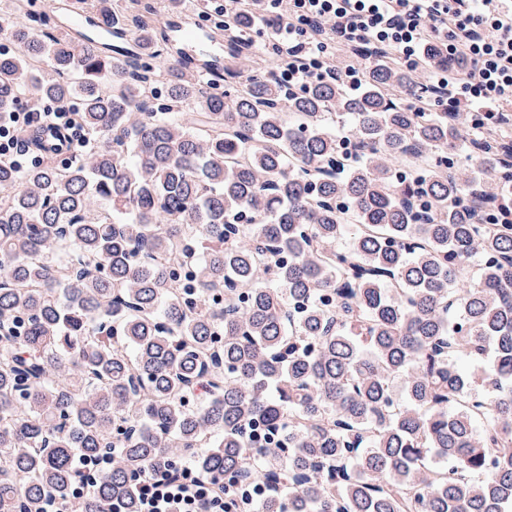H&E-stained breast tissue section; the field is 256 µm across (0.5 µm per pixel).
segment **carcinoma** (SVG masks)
Wrapping results in <instances>:
<instances>
[{
    "mask_svg": "<svg viewBox=\"0 0 512 512\" xmlns=\"http://www.w3.org/2000/svg\"><path fill=\"white\" fill-rule=\"evenodd\" d=\"M132 17H0V113L75 99L90 138L0 165V512L109 453L82 512L174 458L255 512H512V141L384 60L217 94ZM29 1L32 3L25 13L28 25L43 34L52 35L53 37L73 32L71 29L80 27L83 19L86 17V12H79V14L68 13L63 27L70 30H65L61 27L60 22L63 21V16L69 12V5H71L70 1L72 0ZM54 2L57 3L56 6L53 5Z\"/></svg>",
    "mask_w": 512,
    "mask_h": 512,
    "instance_id": "carcinoma-1",
    "label": "carcinoma"
}]
</instances>
